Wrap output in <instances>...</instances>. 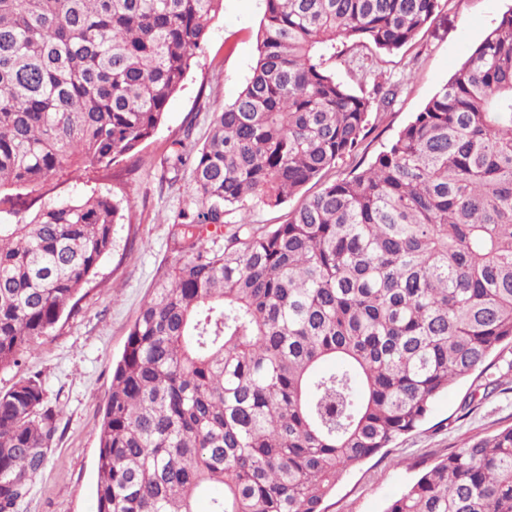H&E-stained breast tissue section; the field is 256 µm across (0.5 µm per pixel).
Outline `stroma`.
I'll return each instance as SVG.
<instances>
[{
	"label": "stroma",
	"instance_id": "35a3bbf8",
	"mask_svg": "<svg viewBox=\"0 0 512 512\" xmlns=\"http://www.w3.org/2000/svg\"><path fill=\"white\" fill-rule=\"evenodd\" d=\"M512 8V0H447L415 42L390 54L344 47L336 72L355 91L369 76L361 62L387 75L411 65L406 90L342 170L367 165L419 112L475 47ZM263 0H224L221 15L192 61L181 89L169 101L155 133L131 161L103 171L88 168L61 189L81 196L108 191L121 199L124 219L116 243L96 275L79 293L74 309L0 370V390L38 376L47 401L59 412L47 461L20 512H92L102 410L112 384V364L155 283L176 260L171 227L195 207L189 168L170 182L164 161L173 140L193 154L209 135L213 113L230 104L251 78ZM512 425V343L503 344L471 377L435 400L426 420L390 447L344 472L321 504L323 512H384L427 467L473 440Z\"/></svg>",
	"mask_w": 512,
	"mask_h": 512
}]
</instances>
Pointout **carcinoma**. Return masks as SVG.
<instances>
[{"label": "carcinoma", "mask_w": 512, "mask_h": 512, "mask_svg": "<svg viewBox=\"0 0 512 512\" xmlns=\"http://www.w3.org/2000/svg\"><path fill=\"white\" fill-rule=\"evenodd\" d=\"M253 74L191 166L178 258L131 326L100 427L93 512H321L346 470L415 430L512 343V11L359 171L402 84L355 92L325 67L391 52L442 0H264ZM223 0H0V370L44 335L114 246L109 193L52 201L162 122ZM218 249L203 232L248 202ZM42 378L0 391V512L45 466ZM386 512H512V426L460 448ZM304 196L302 194L292 198L279 210H271L265 208L262 205L249 203L246 210H233L231 214L226 216V221L239 222L243 217L246 218L251 224H255L256 227H262L265 224H278L283 218L284 214L297 206Z\"/></svg>", "instance_id": "obj_1"}]
</instances>
